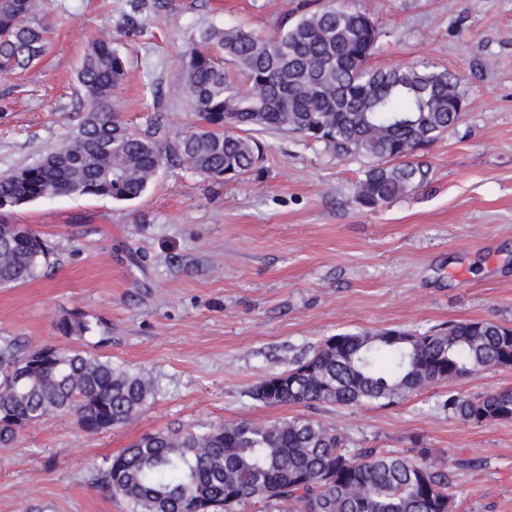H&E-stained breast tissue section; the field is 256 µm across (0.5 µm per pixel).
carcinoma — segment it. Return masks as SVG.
Returning a JSON list of instances; mask_svg holds the SVG:
<instances>
[{
	"mask_svg": "<svg viewBox=\"0 0 512 512\" xmlns=\"http://www.w3.org/2000/svg\"><path fill=\"white\" fill-rule=\"evenodd\" d=\"M41 0H0V75L29 67L48 28ZM380 32L368 15L329 4L261 36L213 29L185 52L177 78L200 124L172 141L131 132L112 111L127 69L119 50L99 40L78 79L92 102L75 133L38 162L0 176V209L52 196H141L173 156L197 173L234 180L263 155L247 132L289 130L340 154L370 161L355 201L381 207L423 186L429 168L416 152L448 132L468 103L459 78L427 63L376 68ZM245 78H230L219 58ZM50 266L44 241L19 224H0V287L22 284ZM62 335L91 326L74 316ZM512 368V328L491 320L448 323L436 331L342 332L252 390L266 406H389L442 382L491 368ZM155 381L110 359L66 346L29 348L0 336V448L18 432L60 413L87 432L123 426L153 398ZM448 411L480 426L512 420V388L479 398L448 391ZM103 484L129 512H236L248 499L288 512H455L452 471L422 449L360 448L339 428L308 419L239 421L157 431L112 456Z\"/></svg>",
	"mask_w": 512,
	"mask_h": 512,
	"instance_id": "obj_1",
	"label": "carcinoma"
}]
</instances>
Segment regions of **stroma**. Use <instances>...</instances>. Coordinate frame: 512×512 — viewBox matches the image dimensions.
I'll return each mask as SVG.
<instances>
[{
  "instance_id": "1",
  "label": "stroma",
  "mask_w": 512,
  "mask_h": 512,
  "mask_svg": "<svg viewBox=\"0 0 512 512\" xmlns=\"http://www.w3.org/2000/svg\"><path fill=\"white\" fill-rule=\"evenodd\" d=\"M324 0H43L49 43L0 76V175L62 146L89 108L77 79L110 39L128 77L112 100L127 126L178 135L197 123L175 87L186 45L211 27L274 34ZM380 29L373 65L426 62L460 78L471 107L418 151L432 178L368 209L354 199L367 159L288 131L257 134V172L222 182L166 163L145 193L43 199L0 212L46 241L53 264L0 288V336L64 345L150 371L152 400L128 425L82 431L74 416L31 425L0 448V512H128L101 489L106 458L163 429L310 418L349 449H428L470 459L453 478L455 512H512V421L449 413L512 386L487 369L389 407H267L250 396L340 332L439 328L488 319L512 327V0H346ZM77 315L85 337L60 334Z\"/></svg>"
}]
</instances>
